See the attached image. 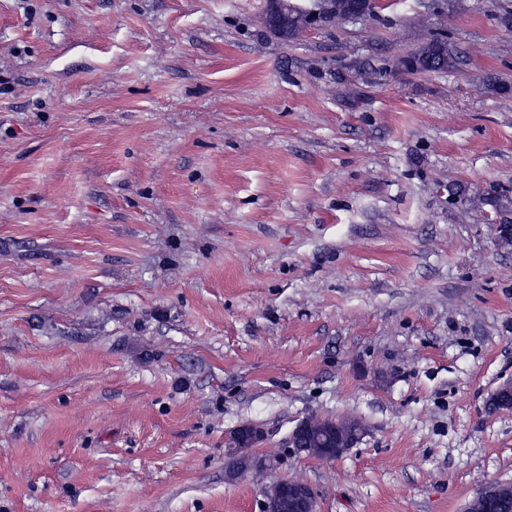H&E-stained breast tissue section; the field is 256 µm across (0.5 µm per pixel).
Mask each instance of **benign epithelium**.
<instances>
[{
  "label": "benign epithelium",
  "instance_id": "1",
  "mask_svg": "<svg viewBox=\"0 0 512 512\" xmlns=\"http://www.w3.org/2000/svg\"><path fill=\"white\" fill-rule=\"evenodd\" d=\"M294 20L297 27L307 28L309 17L297 14L292 9L291 0H268L265 22L268 27L286 25ZM494 409H512V381L501 385L489 398ZM365 435V427L355 418L331 419L312 415L303 420L289 435L288 447L297 453H305L320 459H334L358 444ZM264 438V432L254 427L237 429L227 442L233 453L239 448L254 447ZM512 487L490 483L482 487L476 496L477 503L489 502V497L509 494ZM268 499L288 512H314V492L310 485L301 480H281L272 485Z\"/></svg>",
  "mask_w": 512,
  "mask_h": 512
}]
</instances>
